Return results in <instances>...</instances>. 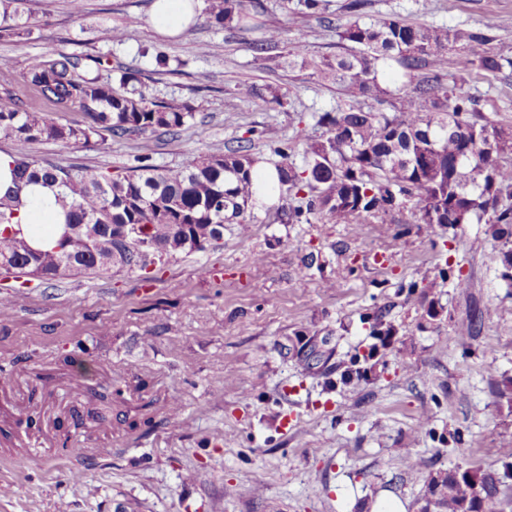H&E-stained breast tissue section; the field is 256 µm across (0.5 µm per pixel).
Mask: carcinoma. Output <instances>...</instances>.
<instances>
[{"label":"carcinoma","mask_w":512,"mask_h":512,"mask_svg":"<svg viewBox=\"0 0 512 512\" xmlns=\"http://www.w3.org/2000/svg\"><path fill=\"white\" fill-rule=\"evenodd\" d=\"M23 0H0V36L22 37ZM291 12L320 16L323 0H286ZM367 0L340 6L345 22L336 25L345 52L318 56L302 50L298 33L288 52L310 76L334 84L345 99L331 111L314 114L326 128L320 140H299L300 162L277 150L282 203L274 212L279 224H310L325 216L336 224L409 207L418 223L430 227L486 223L502 241L503 261L512 270V141L482 111L480 99L458 93L445 83L448 49L459 47V68L500 73L512 70V54L465 53L472 44L494 40V25L476 29L430 28L400 16L363 20ZM264 12L257 0H207L209 22L245 32H260L251 49L263 52L281 42L282 31L255 23ZM119 87L82 68V57L54 52L29 59L20 80L0 82V138L12 142L17 177L15 195L0 199V270L16 278L36 277L50 285L75 276L97 278L112 271L138 273L180 254L201 251L224 236V225H237L246 238V213L256 193L253 170L259 163L251 142L168 167L137 158L121 174L92 172L76 166L41 164L32 145L55 142L86 148L104 134L123 137L145 131L176 135L194 118L185 105L157 102L142 89L140 73L117 65ZM395 70L412 91L396 98L388 112H376L366 98L387 93L381 71ZM35 92L57 112L77 118L58 123L28 107ZM64 189L65 224L54 245L35 247L13 219L25 206V183L37 178ZM374 343L366 353L350 356L335 368L339 383L365 380L374 360L399 329L388 311L367 316ZM505 471L494 466L432 470L422 496L421 512H512V445L499 448Z\"/></svg>","instance_id":"cac0c4a2"}]
</instances>
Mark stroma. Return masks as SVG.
<instances>
[{"instance_id":"stroma-1","label":"stroma","mask_w":512,"mask_h":512,"mask_svg":"<svg viewBox=\"0 0 512 512\" xmlns=\"http://www.w3.org/2000/svg\"><path fill=\"white\" fill-rule=\"evenodd\" d=\"M152 0H26L23 38L0 37V74L20 78L29 57L61 50L113 78L114 64L138 70L155 101L189 104L179 134L109 137L106 148L34 144L37 157L92 170L124 171L139 154L179 166L251 140L268 163L297 135L319 137L313 113L343 101L341 90L289 66L297 30L306 51L339 54L335 27L263 0L262 24L283 30L277 48L255 53L248 35L205 20L174 35L149 22ZM399 15L434 27H495L492 50L512 52V0H368L365 17ZM123 28L105 46L97 28ZM164 53L178 71L157 67ZM447 82L480 99L512 132V73L459 70ZM285 93L277 105L236 98L239 82ZM323 269L297 272L307 254ZM470 284L460 294L437 266ZM501 243L487 225L430 230L409 209L362 226L270 223L253 211L252 233L233 224L205 250L153 267L151 280L115 273L53 288L0 274V512H361L383 495L418 512L430 469L484 467L512 443V286ZM425 279L426 301L402 285ZM335 280L332 288L323 287ZM443 313L430 318L429 303ZM387 309L400 328L373 380L329 388L330 370L371 342L363 314ZM481 327L468 334L471 319ZM316 346L310 362L289 349L297 331ZM466 344H458L460 336ZM82 342L100 358L88 384L106 401L77 394L61 359ZM181 403L177 421L165 403ZM110 425L89 433L88 409ZM427 427H420V419ZM82 451L67 455L66 446ZM80 470L81 482L70 478Z\"/></svg>"}]
</instances>
